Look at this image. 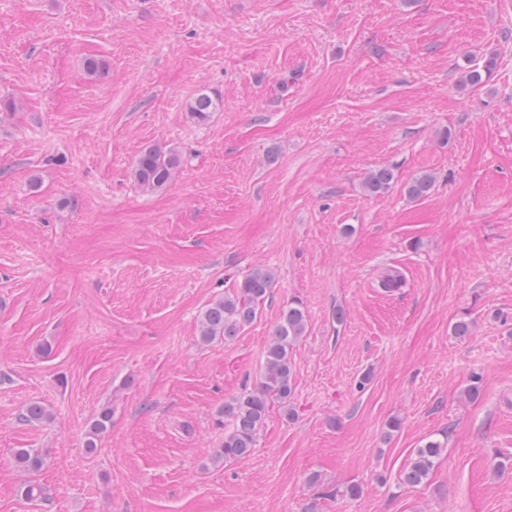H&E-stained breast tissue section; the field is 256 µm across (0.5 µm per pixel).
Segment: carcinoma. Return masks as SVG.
Segmentation results:
<instances>
[{
  "mask_svg": "<svg viewBox=\"0 0 512 512\" xmlns=\"http://www.w3.org/2000/svg\"><path fill=\"white\" fill-rule=\"evenodd\" d=\"M491 55L482 66L466 71L463 83L472 87L489 80L496 68ZM219 99L202 92L189 104L188 112L199 121L217 109ZM180 165V156L172 148L152 146L138 156L134 168V181L147 189L166 186ZM394 180L390 167L372 170L364 181L365 191L376 196L386 192ZM434 178L423 174L411 179L405 186L413 199L422 198L431 191ZM275 282V273L269 268H256L238 282L229 295L213 299L202 311L198 324V339L207 344L216 340H230L250 325L257 317L260 306L269 297ZM307 315L301 302L292 300L281 310L265 350V363L261 381L255 390L224 402L220 414L230 422L222 446L214 451L212 460L223 463L248 456L255 446L257 432L266 421L270 407L290 400L293 391L292 350L305 335ZM19 419L28 425L42 424L51 419L50 411L33 402L24 407ZM112 427V408H102L90 423L85 435V447L90 453L97 450L98 441ZM445 451V443L429 440L414 450L413 458L402 474V482L416 486L424 483ZM17 468L38 472L45 465V454L34 448H19L13 456Z\"/></svg>",
  "mask_w": 512,
  "mask_h": 512,
  "instance_id": "1",
  "label": "carcinoma"
}]
</instances>
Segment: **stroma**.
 <instances>
[{
    "mask_svg": "<svg viewBox=\"0 0 512 512\" xmlns=\"http://www.w3.org/2000/svg\"><path fill=\"white\" fill-rule=\"evenodd\" d=\"M0 99V512H512V0H0ZM152 145L182 158L154 190L132 177ZM257 266L256 320L199 343ZM291 299L293 394L212 463ZM32 402L49 422L20 421ZM18 448L46 454L34 505ZM394 180V172L390 167H379L372 170L364 181L365 191L371 195L376 196L386 192ZM112 427V409L102 408L95 419L90 423L85 435V447L90 453L97 450L98 441ZM445 444L441 440H428L416 448L413 458L403 471L402 482L410 486L424 483L443 455Z\"/></svg>",
    "mask_w": 512,
    "mask_h": 512,
    "instance_id": "obj_1",
    "label": "stroma"
}]
</instances>
